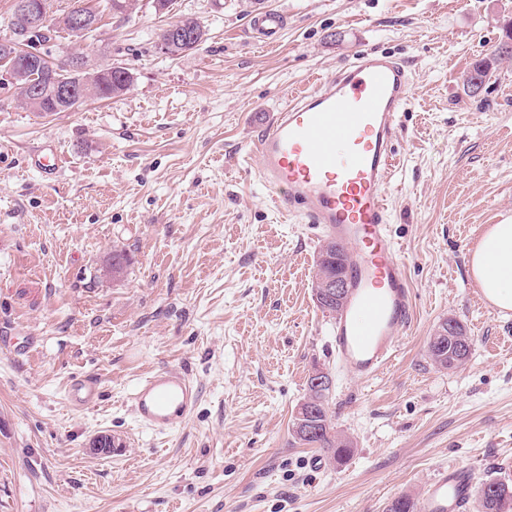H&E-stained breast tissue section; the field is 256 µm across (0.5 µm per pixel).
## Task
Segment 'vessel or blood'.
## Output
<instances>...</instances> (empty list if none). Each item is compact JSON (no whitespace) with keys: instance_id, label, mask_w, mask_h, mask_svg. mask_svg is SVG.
I'll return each mask as SVG.
<instances>
[{"instance_id":"vessel-or-blood-1","label":"vessel or blood","mask_w":512,"mask_h":512,"mask_svg":"<svg viewBox=\"0 0 512 512\" xmlns=\"http://www.w3.org/2000/svg\"><path fill=\"white\" fill-rule=\"evenodd\" d=\"M257 43H279L283 12L253 16ZM411 71L387 53L362 51L336 74L295 96L249 145L259 159L258 182L283 212L302 216L321 236L346 248L348 298L331 325L338 366L366 379L390 366L414 316L413 288L390 232L386 195L394 165L393 141L409 105ZM69 402L98 404L100 383L73 377ZM199 402L197 386L163 368L132 393L138 422L163 432L187 419ZM475 475L462 464L438 468L420 512H471Z\"/></svg>"}]
</instances>
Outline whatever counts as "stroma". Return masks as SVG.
I'll return each mask as SVG.
<instances>
[{
    "label": "stroma",
    "instance_id": "obj_1",
    "mask_svg": "<svg viewBox=\"0 0 512 512\" xmlns=\"http://www.w3.org/2000/svg\"><path fill=\"white\" fill-rule=\"evenodd\" d=\"M90 4L97 31L44 50L128 65L123 95L41 118L0 79V512H383L451 463L512 480V315L469 264L512 218V59L477 93L464 83L512 0H175L165 15L139 0L122 18ZM271 8L287 27L260 48L250 21ZM183 16L208 39L173 59L156 33ZM366 49L413 73L388 203L415 318L395 365L365 380L338 371L312 295L323 237L239 167L291 96ZM44 144L63 159L50 179L31 165ZM451 317L473 346L444 370L427 345ZM164 367L200 400L159 433L131 394ZM315 367L356 446L342 465L290 434ZM75 375L99 379L96 407L69 403ZM101 432L123 446L91 454Z\"/></svg>",
    "mask_w": 512,
    "mask_h": 512
}]
</instances>
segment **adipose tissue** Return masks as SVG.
Listing matches in <instances>:
<instances>
[{"mask_svg": "<svg viewBox=\"0 0 512 512\" xmlns=\"http://www.w3.org/2000/svg\"><path fill=\"white\" fill-rule=\"evenodd\" d=\"M484 297L500 312L512 311V222L492 225L470 258Z\"/></svg>", "mask_w": 512, "mask_h": 512, "instance_id": "1", "label": "adipose tissue"}]
</instances>
